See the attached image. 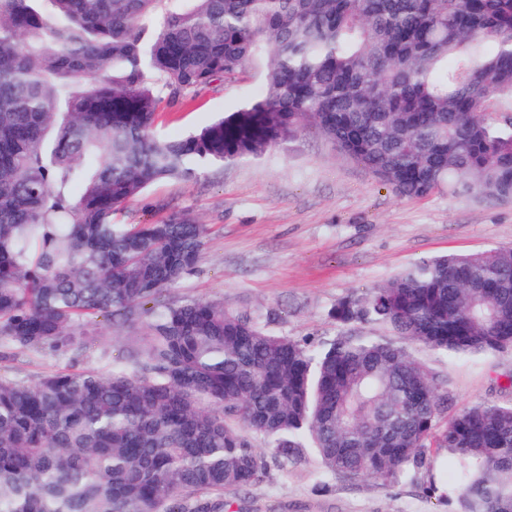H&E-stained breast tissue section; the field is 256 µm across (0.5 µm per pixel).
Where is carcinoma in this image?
<instances>
[{
  "instance_id": "1",
  "label": "carcinoma",
  "mask_w": 512,
  "mask_h": 512,
  "mask_svg": "<svg viewBox=\"0 0 512 512\" xmlns=\"http://www.w3.org/2000/svg\"><path fill=\"white\" fill-rule=\"evenodd\" d=\"M261 62L266 89L186 136L170 94ZM512 0H0V340L66 350L99 316L147 334L104 372L0 378V512H220L256 482L249 433L323 469L396 480L425 465L445 396L418 345L512 346V247L423 258L336 302L339 325L275 336L221 301L160 302L207 225L118 224L150 184L263 158L314 128L405 197L512 201ZM442 494L512 512V403L448 423Z\"/></svg>"
}]
</instances>
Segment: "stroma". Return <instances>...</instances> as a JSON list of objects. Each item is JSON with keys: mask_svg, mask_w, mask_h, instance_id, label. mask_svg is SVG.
I'll return each mask as SVG.
<instances>
[{"mask_svg": "<svg viewBox=\"0 0 512 512\" xmlns=\"http://www.w3.org/2000/svg\"><path fill=\"white\" fill-rule=\"evenodd\" d=\"M263 71L243 69L194 96H170L153 125L156 138L185 135L215 113L257 97ZM186 214L207 225L194 268L167 288L171 301H224L270 334L296 339L333 336L328 312L343 296L376 287L409 264L446 254L512 246V202L455 198L439 190L425 197L397 195L361 163L341 154L315 130L262 159L212 168L197 178L151 184L116 220L149 224ZM146 318L121 324L97 318L90 343L59 352L20 350L0 341V377L31 383L58 369L105 370L146 330ZM412 355L441 380L447 398L438 425L476 404L512 401V348L481 362L454 359L422 347ZM264 471L250 486L224 492V512H453L454 503L427 494L429 473L448 483L443 449L429 452V468L389 481L324 472L312 448L285 456L252 435Z\"/></svg>", "mask_w": 512, "mask_h": 512, "instance_id": "obj_1", "label": "stroma"}]
</instances>
